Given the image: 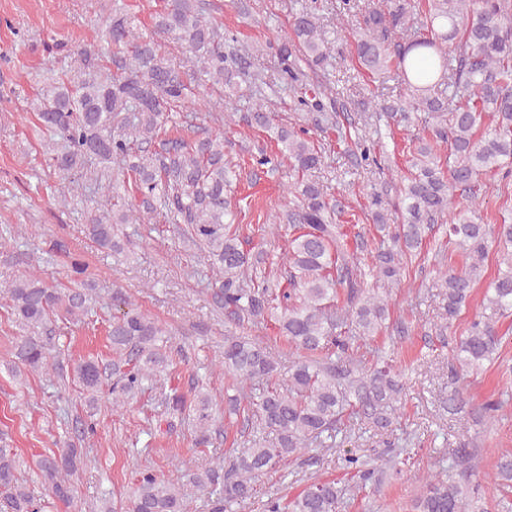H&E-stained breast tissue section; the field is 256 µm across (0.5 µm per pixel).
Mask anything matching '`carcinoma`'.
<instances>
[{
  "instance_id": "carcinoma-1",
  "label": "carcinoma",
  "mask_w": 512,
  "mask_h": 512,
  "mask_svg": "<svg viewBox=\"0 0 512 512\" xmlns=\"http://www.w3.org/2000/svg\"><path fill=\"white\" fill-rule=\"evenodd\" d=\"M322 11L323 0H306L294 13L293 37L278 44L270 74L264 54L226 44L224 27L211 17L208 0H165L149 35L140 31L136 16L116 10L89 41L66 49L72 78L45 76L35 104L41 125L66 143L64 151L50 146L47 154L59 172L73 176L71 192L88 178L106 199L128 184L138 194L137 205L91 207L86 230L99 248L125 253L128 242L119 235L120 225L148 223L163 206L185 225L188 242L211 260L213 310L243 329L272 323L290 346L309 354L292 366L286 383L272 385L279 355L247 336L224 337L218 364L232 376L237 391L227 399L228 413H240L244 402L255 407L257 421L275 438L252 441L227 462L217 457L190 470L189 480L215 496L211 512H224V503L251 497L256 480L277 464L337 439L346 415L391 430L403 385L385 357L367 366L354 357L352 343L378 335L389 316L388 296L369 280L400 281L407 256L421 248L435 225H448V244L466 257L465 265L444 271L439 279L442 315L450 327L483 280L489 247L500 254L483 312L456 342L453 376L463 378L494 361L503 340L498 319L512 312V222L486 224L481 215L483 178L512 181V0H378L363 15L352 60L374 78L395 71L408 96L381 111L406 123L417 121L424 131L408 146L398 205L388 210L382 207L381 192H372L371 216L381 239L367 264L358 256L365 243L348 247L336 223V200L322 182L298 177L287 186L297 199L295 208L283 223L262 228L271 236L280 235L285 224L289 230L288 248L277 263L279 278H267L260 271L269 260L267 252L246 248L231 229L228 191L236 170L224 160V136L208 134L191 142L162 138L182 102L215 88L224 90V99L209 102L208 111L224 113L225 124L272 128L262 100H254L244 114L232 101L239 80L248 77L302 88L297 97L301 110L333 123L324 104L327 87L304 82L301 69L303 63L329 64ZM166 39L180 45L183 59L162 52ZM101 41L116 49L106 69L92 65ZM188 63L195 68L190 78L184 71ZM156 140L160 149L148 156L139 153V145ZM277 143L281 159L298 174L318 168L324 158L305 128H277ZM354 145L362 161L384 169L373 155L374 144L359 138ZM114 165L119 167L116 177ZM69 268L68 286H52L28 268L0 289L11 318L31 328L13 345L15 364L75 380L91 407L110 378L112 406L122 407L146 382L170 375L181 351L164 324L130 309L112 316L107 362L88 358L69 366L53 356L52 325L84 319L94 297L85 262L72 256ZM263 381L268 386L256 392ZM162 403L170 417L191 418L198 441H207L214 417L203 388L192 385L184 392L174 387ZM503 408L498 400L482 403L478 422L499 420ZM78 456V449L66 446L37 462L39 476L63 512H82L71 484ZM476 457V449L461 448L450 469L415 475L421 487L417 512H487L482 480L472 479ZM340 459L356 478L354 486L310 482L290 500L268 499L264 512H339L346 496L400 474L403 463L399 451L360 455L349 448ZM484 477L511 485L512 454L498 456ZM0 512H40L20 478L17 453L7 445L0 446ZM126 512H188V502L177 483L145 469L136 476Z\"/></svg>"
}]
</instances>
